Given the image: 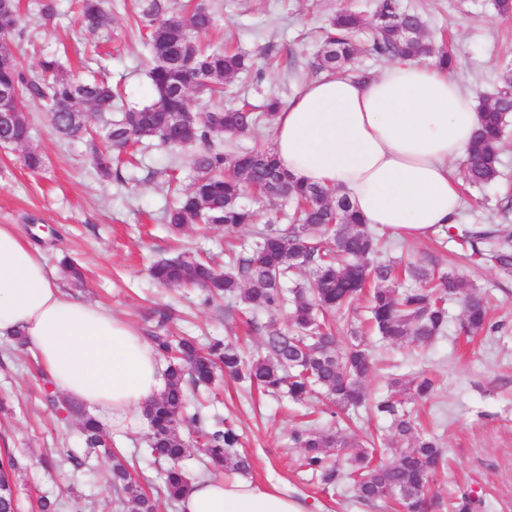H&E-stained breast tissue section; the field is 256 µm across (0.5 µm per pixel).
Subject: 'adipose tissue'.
<instances>
[{
    "mask_svg": "<svg viewBox=\"0 0 512 512\" xmlns=\"http://www.w3.org/2000/svg\"><path fill=\"white\" fill-rule=\"evenodd\" d=\"M478 125L476 100L447 69L393 61L361 80H314L283 104L272 148L294 179L349 196L363 222L420 239L455 223L462 199L450 165ZM38 352L54 389L112 432L141 427L166 387L154 347L111 310L63 290L42 251L0 225V337ZM180 512H306L275 484L231 474L192 481Z\"/></svg>",
    "mask_w": 512,
    "mask_h": 512,
    "instance_id": "obj_1",
    "label": "adipose tissue"
}]
</instances>
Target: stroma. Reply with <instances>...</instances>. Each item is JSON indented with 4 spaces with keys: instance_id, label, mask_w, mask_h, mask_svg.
Listing matches in <instances>:
<instances>
[{
    "instance_id": "obj_1",
    "label": "stroma",
    "mask_w": 512,
    "mask_h": 512,
    "mask_svg": "<svg viewBox=\"0 0 512 512\" xmlns=\"http://www.w3.org/2000/svg\"><path fill=\"white\" fill-rule=\"evenodd\" d=\"M146 0H106L108 21L95 33L81 29L73 0H53L54 14L45 17L39 0H18L20 27L16 55L29 73H36L42 54H59L64 71L86 77L85 63L93 48L111 53L110 79L122 88L125 107L152 98L147 52L137 30ZM215 13V24L204 42L238 52L262 67V78L244 72L232 79L225 107L249 101L262 106L267 98L288 101L315 79L310 63L319 36L330 19L347 9L371 19L376 0H187ZM419 12L425 36L445 48L456 64L453 78L469 94L488 95L512 64V15H497L492 0H402ZM27 147L0 146V224L39 246L50 268L63 256L83 268V285L61 279L63 289L107 307L146 332L159 315H167L174 334L191 335L201 345L213 339L233 342L245 355L265 354L264 328L286 327L290 311L281 309L256 316L257 328L241 326L237 307L228 300L203 303L199 291L156 285L147 269L155 261L183 252L202 253L223 262L227 238L221 226H192L172 231L161 221L163 209L175 202L161 168H176L181 179L191 174L192 150H167L153 140L138 146L134 166L121 170L120 179L101 178L88 161L86 141L57 134L47 113L29 106ZM38 150L44 165L30 171L25 148ZM498 180L481 189L463 191L459 221L499 224L512 230V210L498 211L502 199L512 198V129L501 150ZM388 256L405 262L439 265L476 285L494 308L497 328L466 345L460 306L448 303V329L431 345L371 344L375 372L364 384L370 400L386 392L392 379L424 372L437 382L435 396L419 405L424 431L440 437L448 467L436 479L440 501L457 492L469 494L475 512H512V277L489 266H474L455 242L441 244L432 237L419 240L390 236ZM46 382L31 347L0 337V447L9 448L21 463L15 477L18 512H38L37 500L48 496L57 512H128L118 503L112 486L111 462L90 457L75 467L67 449L82 447L76 419H63L49 402ZM205 414L233 420L252 459V480L279 485L302 500L307 512H390L365 505L351 489L334 494L320 491L311 474L298 466L299 449L290 445V432L303 412H312L316 427L332 426L328 400L312 399L300 407L287 399L250 392L247 384L217 380L208 391ZM368 404L352 415L348 432H389L390 419L375 415ZM148 427L113 438L112 446L135 466V476L158 503V512H179L160 490L158 468L146 460Z\"/></svg>"
}]
</instances>
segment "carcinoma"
Returning a JSON list of instances; mask_svg holds the SVG:
<instances>
[{"instance_id":"cac0c4a2","label":"carcinoma","mask_w":512,"mask_h":512,"mask_svg":"<svg viewBox=\"0 0 512 512\" xmlns=\"http://www.w3.org/2000/svg\"><path fill=\"white\" fill-rule=\"evenodd\" d=\"M83 26L96 32L107 16L103 0H76ZM140 21L145 45L153 66L149 79L154 100L141 108L121 113L110 123L100 141L90 140V159L104 176L120 177L112 160H121L123 147L131 140L156 139L167 148H184L202 143L204 149L191 159L192 181L176 203L164 211L163 221L176 231L191 224H220L234 233L254 223L255 211L243 202L247 196L287 200L295 205L296 223L283 228L269 222L255 232L254 240L234 254L229 267L194 255L155 263L152 278L164 287L196 286L207 298L225 297L246 313L273 314L287 303L284 279L303 267L311 268V280L293 291L291 322L281 329L268 327L267 354L247 359L237 348L215 339L202 348L192 336H169L166 319L149 330L156 350L169 358L164 393L144 409L149 425L150 453L167 460L162 482L169 500L180 502L190 484L180 465L188 444L180 435L186 387L209 385L216 370L261 390L277 394L287 390L288 399L304 402L311 392L323 390L336 411L331 417L366 403L364 382L375 368L374 355L360 330L349 326L339 335L337 312L360 298L368 302L371 329L392 344L402 342L424 346L443 335L448 326V299L463 307L462 330L472 337L491 328L486 297L453 271L436 273L412 264L379 261L383 241L362 223L349 198L324 186L295 180L278 162L272 149L254 146L235 155L224 152L223 136L250 131L261 122L272 124L280 102L270 100L266 111L255 112L244 104L224 108V85L247 69L244 58L220 48H203L199 37L214 23L213 12L194 7L188 16L169 10L161 0H150ZM19 29L15 0H0V91L10 94L11 121L0 125V144L23 146L29 141L25 112L39 102L47 108L56 131L67 137L88 132L89 115L112 111L120 92L106 79L77 81L62 73L53 55L39 63V75L28 76L14 52ZM388 59L422 60L435 57V64L451 68L444 50H436L424 36V22L415 12L401 8L399 0H378L373 22L364 26L352 13L333 19L323 45L313 62L317 70L353 71L359 51ZM220 100L208 112H196V95ZM196 114L189 133H182L184 113ZM480 122L462 161L464 181L482 186L499 177V145L512 122V69L501 75L494 96L481 99ZM467 251L470 263L488 262L505 275H512V233L493 224H450L440 229ZM416 285L401 287L405 279ZM437 390L430 376L419 373L409 381V402H424ZM375 411L392 419L397 444H389L393 459H375V439L348 437L341 430L321 431L298 427L291 433L293 447L301 450V466L315 476L327 492L349 486L356 499L365 504L399 501L403 512H414L428 500L440 502L432 492L434 478L442 466L443 453L434 436L420 433L404 401L390 392L374 401ZM79 418L86 448L83 454L68 453L79 467L91 452L111 454L104 439V427L78 406H71ZM197 443L205 456L207 473L218 476L227 470L242 475L251 470L250 458L238 451L240 434L236 427L217 415L197 412L192 418ZM344 462H339V458ZM18 462L10 453L0 456V512H16L10 472ZM112 486L125 494L133 512H157L156 503L134 480L128 460L112 454Z\"/></svg>"}]
</instances>
